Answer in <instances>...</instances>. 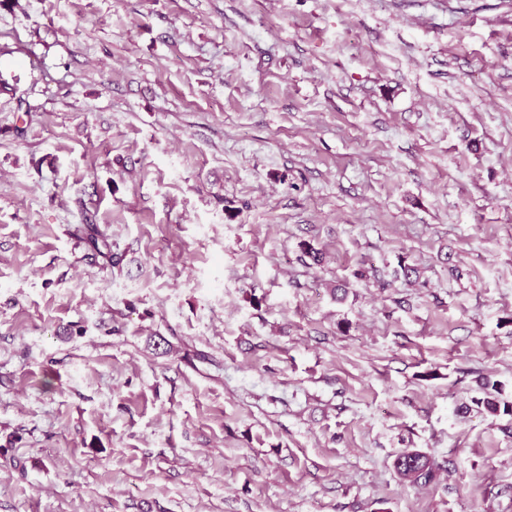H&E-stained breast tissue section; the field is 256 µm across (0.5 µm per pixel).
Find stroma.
Here are the masks:
<instances>
[{"instance_id": "stroma-1", "label": "stroma", "mask_w": 512, "mask_h": 512, "mask_svg": "<svg viewBox=\"0 0 512 512\" xmlns=\"http://www.w3.org/2000/svg\"><path fill=\"white\" fill-rule=\"evenodd\" d=\"M483 377L512 0H0V512H512ZM404 462L406 470L400 471L398 463ZM395 469L401 479L411 484L428 485L437 477V465L425 454L417 450H409L399 454L394 462Z\"/></svg>"}]
</instances>
